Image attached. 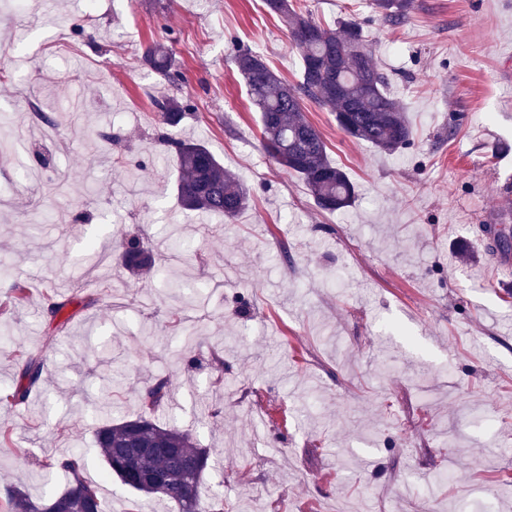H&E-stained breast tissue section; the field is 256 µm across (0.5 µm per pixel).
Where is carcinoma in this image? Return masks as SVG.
Returning a JSON list of instances; mask_svg holds the SVG:
<instances>
[{
	"mask_svg": "<svg viewBox=\"0 0 512 512\" xmlns=\"http://www.w3.org/2000/svg\"><path fill=\"white\" fill-rule=\"evenodd\" d=\"M264 5L269 15L286 20L300 56L299 80L289 85L261 55L247 46H234L232 61L259 112L266 149L286 171L304 180L320 209L334 212L347 208L355 199L354 185L329 160L320 132L302 112L304 101L330 107L347 135L385 152L410 143L412 129L406 112L388 93V78L376 68L372 49L355 21L344 20L332 29L296 10L293 0H264ZM371 7L385 21L399 25L408 20L414 0H371ZM145 60L172 86L184 80L164 46L149 47ZM156 106L170 126L179 125L188 108L174 97L158 101ZM164 142L182 172L177 197L184 209L233 220L249 206V189L225 170L206 146L183 139L166 138ZM119 259L134 276L149 274L155 266L153 248L138 235L124 239ZM15 361L17 377L0 391V404L6 408L28 401L43 370L42 362L23 352L15 355ZM167 386V380L159 379L147 387L140 397L143 408L157 407ZM95 442L109 475L130 490L169 501L179 512H220V498L203 493L208 453L197 446L191 433L137 415L103 423L95 432ZM45 467L65 476L63 490L35 500L9 491L5 495L7 512H77L86 508L103 512L99 487L83 476L80 454L53 458ZM136 470L166 472L170 480L157 489L137 478Z\"/></svg>",
	"mask_w": 512,
	"mask_h": 512,
	"instance_id": "cac0c4a2",
	"label": "carcinoma"
}]
</instances>
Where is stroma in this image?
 <instances>
[{
  "label": "stroma",
  "mask_w": 512,
  "mask_h": 512,
  "mask_svg": "<svg viewBox=\"0 0 512 512\" xmlns=\"http://www.w3.org/2000/svg\"><path fill=\"white\" fill-rule=\"evenodd\" d=\"M296 4L331 27L361 23L413 130L384 152L304 103L357 189L334 213L266 153L230 59L239 43L298 81L288 26L263 0L0 13V386L16 350L44 366L28 403L0 409V493L62 490L43 465L77 452L104 512H178L105 478L93 438L165 377L153 417L207 449L204 489L224 512H512V287L488 285L487 235L512 234V0H415L400 26L369 0ZM156 43L180 87L145 61ZM169 96L192 110L175 127L155 106ZM32 97L55 133L32 120ZM167 136L206 145L249 209L232 222L182 210ZM131 234L167 273L119 269ZM14 280L28 286L19 307Z\"/></svg>",
  "instance_id": "35a3bbf8"
}]
</instances>
